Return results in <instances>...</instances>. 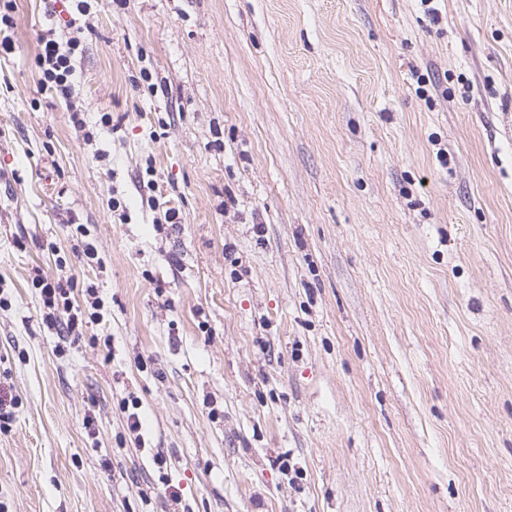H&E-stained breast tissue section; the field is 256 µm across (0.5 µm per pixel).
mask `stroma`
<instances>
[{"instance_id": "35a3bbf8", "label": "stroma", "mask_w": 512, "mask_h": 512, "mask_svg": "<svg viewBox=\"0 0 512 512\" xmlns=\"http://www.w3.org/2000/svg\"><path fill=\"white\" fill-rule=\"evenodd\" d=\"M16 4L0 512H512V0ZM93 0H62L70 19L65 24L66 34H57L51 27L39 35L38 50L34 61L38 68L39 82L45 91L63 98H71L75 92L73 77L83 54V17L92 8ZM68 2V3H67ZM33 285L40 288L43 306L48 310L43 315V321L50 326H61L66 336H79L83 326L82 313L74 309L71 293L77 287L73 275L59 276L56 280L48 282L44 277L37 275L33 278ZM80 314V316L78 315Z\"/></svg>"}]
</instances>
